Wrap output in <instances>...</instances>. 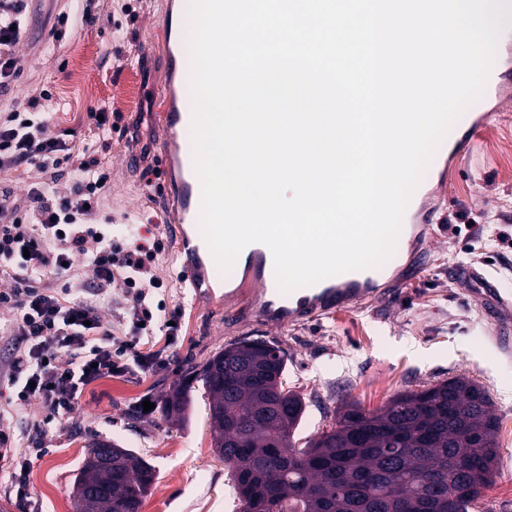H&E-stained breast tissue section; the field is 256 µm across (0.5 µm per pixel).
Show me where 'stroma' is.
<instances>
[{
	"label": "stroma",
	"instance_id": "1",
	"mask_svg": "<svg viewBox=\"0 0 512 512\" xmlns=\"http://www.w3.org/2000/svg\"><path fill=\"white\" fill-rule=\"evenodd\" d=\"M169 2L31 0L28 7L27 32L16 48L20 74L0 92V113L41 93L51 133L68 131L73 141H94L110 175L102 204L112 215L113 241L128 244L136 231L163 238L157 272L164 286L150 296L181 309L184 318L164 370L85 389L68 424L47 439L45 454L30 467L28 502L19 504L12 488L0 484V512H76V471L95 438L119 441L155 467L157 479L140 512H195L205 493L211 512H225L230 479L212 448L202 392L194 391L180 423L157 411L141 414L138 402L159 399L188 364L203 362L236 339H263L286 350L288 384L306 403L293 437L299 448L329 425L344 401L373 410L396 394L453 376L481 384L499 421H512V351L496 338L477 293L488 282L512 299V248L499 240L500 231L512 228V179L502 177L493 148L496 139H512V87L500 111L488 102L475 106L493 117L449 176L442 221L432 227L420 272H405L408 246L398 244L388 262L395 278L383 297L284 331L268 329L249 321L244 310L225 309L223 295L193 300L181 284L174 204L162 192L167 169L158 92L170 80L162 32ZM61 14L68 22L58 37H50ZM118 50L134 57V65L114 68L112 54ZM102 109L123 115L109 136L100 135L92 118ZM132 138L149 147L152 175L142 176L137 166L125 169ZM456 224L461 233H453ZM495 469L493 484L469 512H512V443L499 442Z\"/></svg>",
	"mask_w": 512,
	"mask_h": 512
}]
</instances>
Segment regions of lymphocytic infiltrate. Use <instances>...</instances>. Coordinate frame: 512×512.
<instances>
[{"mask_svg": "<svg viewBox=\"0 0 512 512\" xmlns=\"http://www.w3.org/2000/svg\"><path fill=\"white\" fill-rule=\"evenodd\" d=\"M27 26L24 0H0V88L20 72L15 47ZM38 97L0 115V169L29 165L39 180L25 199L0 188V308L8 309L14 338L0 363V387L10 402L25 408L38 402L44 414L34 433L0 424V449L13 452L0 467L20 501L30 493L31 452H42L50 431L60 428L83 389L112 377L152 373L164 367L166 347L182 327L181 310L154 312L146 287L158 288L155 259L161 239H138L124 248L112 242V218L100 210L108 176L92 153L76 156L72 141L50 133ZM72 164L67 193L50 190L62 162ZM118 303L125 313V337L112 334L102 310Z\"/></svg>", "mask_w": 512, "mask_h": 512, "instance_id": "1", "label": "lymphocytic infiltrate"}]
</instances>
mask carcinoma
<instances>
[{"label":"carcinoma","instance_id":"cac0c4a2","mask_svg":"<svg viewBox=\"0 0 512 512\" xmlns=\"http://www.w3.org/2000/svg\"><path fill=\"white\" fill-rule=\"evenodd\" d=\"M284 349L265 340L232 341L185 379L207 397L213 448L231 471L241 512H441L428 479L452 480L469 465V480L484 481L497 457L498 417L487 390L451 377L421 391L400 393L363 414L354 403L335 412L331 426L295 448L291 438L304 412L286 387ZM189 391L165 395L164 418L181 422ZM109 448L112 461H96ZM156 469L135 451L93 440L74 481L78 512H140Z\"/></svg>","mask_w":512,"mask_h":512}]
</instances>
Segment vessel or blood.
Returning <instances> with one entry per match:
<instances>
[{
	"label": "vessel or blood",
	"instance_id": "1",
	"mask_svg": "<svg viewBox=\"0 0 512 512\" xmlns=\"http://www.w3.org/2000/svg\"><path fill=\"white\" fill-rule=\"evenodd\" d=\"M189 62L188 50L176 46L172 55L171 82L162 92L164 108L161 122L167 142L166 166L178 175L176 187L182 218L178 235L184 275L182 284L198 293L206 287L207 282L198 277L196 262L202 253L207 252L208 246L194 231L199 221L201 185L194 168L192 139L186 134L191 126L192 104L181 88ZM487 121L488 115L484 112L463 114L432 161L438 182H445L449 162L460 161L470 151ZM437 213L436 204L428 202L422 203L419 209H407L402 236L413 241L423 239L430 225L435 223ZM236 264L242 268L244 280L241 287L225 292V301L246 296L247 308L255 322L280 329L354 307L363 299L377 296V282L384 274L380 267L351 271L285 293L278 287L273 255L266 245H248L239 254ZM486 294L492 299L488 316L496 334L512 331V302L497 298L492 288L487 289Z\"/></svg>",
	"mask_w": 512,
	"mask_h": 512
}]
</instances>
